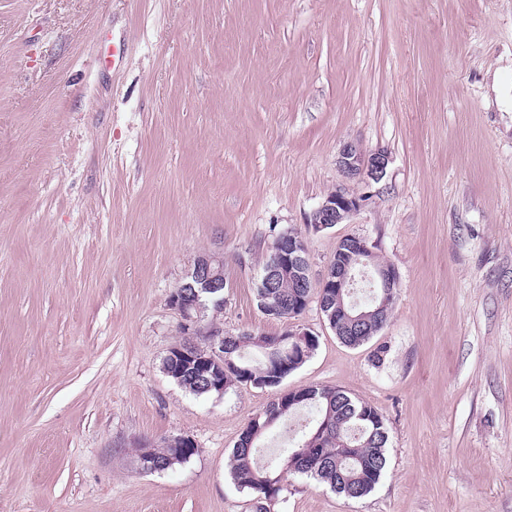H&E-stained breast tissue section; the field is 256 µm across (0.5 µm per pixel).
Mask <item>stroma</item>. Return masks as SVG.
<instances>
[{"mask_svg": "<svg viewBox=\"0 0 512 512\" xmlns=\"http://www.w3.org/2000/svg\"><path fill=\"white\" fill-rule=\"evenodd\" d=\"M512 0H0V512H258L230 476L279 392L337 387L388 428L387 469L348 499L290 476L270 512H512ZM354 141L382 179L345 182ZM342 224L306 222L330 191ZM313 277L365 238L400 276L384 328L318 338L279 388L223 396L163 370L169 304L224 257L231 336L278 333L256 283L278 234ZM311 410L273 428L287 453ZM184 434L162 473L141 449ZM388 163L389 156L384 149L367 153L353 141L344 143L337 157L338 168L344 178L349 181L379 180ZM363 202L362 197L351 194L346 188L337 187L330 191L312 212L307 227L314 232H320L336 224L345 223L361 208Z\"/></svg>", "mask_w": 512, "mask_h": 512, "instance_id": "obj_1", "label": "stroma"}]
</instances>
